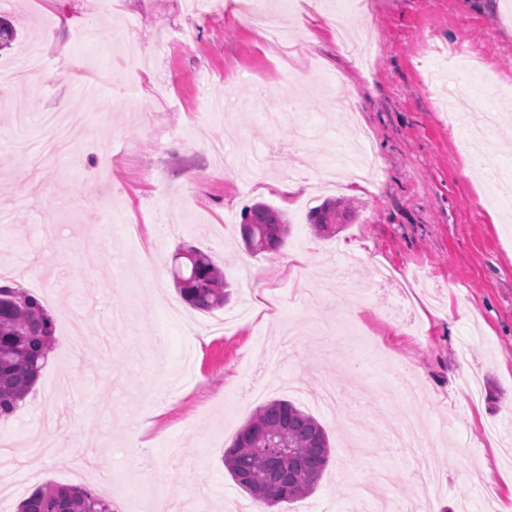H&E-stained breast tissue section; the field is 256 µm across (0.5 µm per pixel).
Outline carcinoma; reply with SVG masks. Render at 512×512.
<instances>
[{"label": "carcinoma", "instance_id": "carcinoma-1", "mask_svg": "<svg viewBox=\"0 0 512 512\" xmlns=\"http://www.w3.org/2000/svg\"><path fill=\"white\" fill-rule=\"evenodd\" d=\"M352 216L341 202L326 201L310 212L312 230L330 234ZM247 252L271 258L288 236V218L262 201L245 207L239 224ZM192 256L174 266L182 298L193 308L212 311L224 306L231 284L211 258L191 247ZM54 323L34 296L0 285V419L11 416L33 389L51 352ZM330 459L329 436L311 414L288 400L256 408L224 452V467L251 500L273 507L308 497ZM17 512H112V502L72 485H40L18 505Z\"/></svg>", "mask_w": 512, "mask_h": 512}]
</instances>
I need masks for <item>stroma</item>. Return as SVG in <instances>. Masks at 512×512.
<instances>
[{
    "instance_id": "1",
    "label": "stroma",
    "mask_w": 512,
    "mask_h": 512,
    "mask_svg": "<svg viewBox=\"0 0 512 512\" xmlns=\"http://www.w3.org/2000/svg\"><path fill=\"white\" fill-rule=\"evenodd\" d=\"M367 23L337 40L336 7L297 0L282 15L288 40L270 53L239 0H0L16 32L0 61L44 48L47 69L0 87V266L10 286L33 292L56 341L35 390L0 422L11 451L0 482L12 483L8 512L35 486L80 484L116 512H152L156 499L208 512H241L250 498L224 467V451L261 400L287 399L314 416L331 444L328 467L302 503L307 512H354L367 486L414 512H483L474 487L491 490L496 512H512V101L491 142L465 143L488 115L454 101L436 78L449 48H475L496 88L512 87V0H341ZM75 17L60 25L61 14ZM147 58L129 64L116 35L125 20ZM208 71L207 85L197 82ZM357 102L339 122L332 75ZM138 87L122 100L114 76ZM98 84L89 104L76 92ZM288 121L268 130L256 119ZM156 112L158 125L135 121ZM366 126L381 172L337 196L353 223L316 235L310 210L323 162ZM250 151L272 146L252 184L225 171L214 143ZM309 164L287 197L280 166ZM262 200L286 211L291 233L280 256L241 249V211ZM207 254L229 279L250 274L224 308L202 312L176 292L179 245ZM155 253L156 267L139 260ZM360 254L355 285L328 304L294 291L332 280ZM394 269L376 283L373 267ZM82 328L80 355L67 350ZM468 364H460L461 350ZM416 375L422 460L391 438L390 398ZM64 432L27 480L24 455ZM423 469L437 484H415Z\"/></svg>"
}]
</instances>
